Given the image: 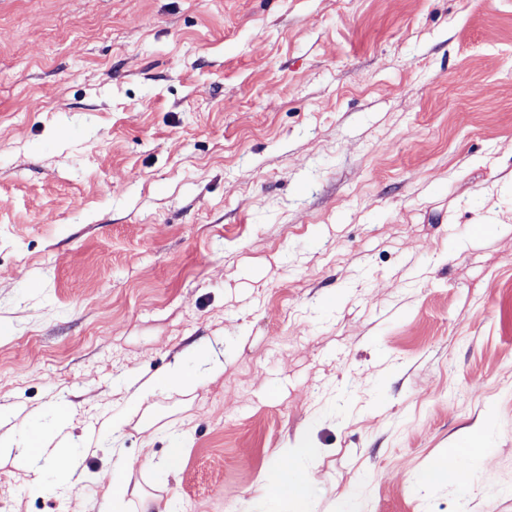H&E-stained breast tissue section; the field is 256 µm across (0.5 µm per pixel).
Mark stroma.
Wrapping results in <instances>:
<instances>
[{
    "label": "stroma",
    "instance_id": "obj_1",
    "mask_svg": "<svg viewBox=\"0 0 512 512\" xmlns=\"http://www.w3.org/2000/svg\"><path fill=\"white\" fill-rule=\"evenodd\" d=\"M32 432L84 476L11 454L0 512H100L115 449L123 512H300L252 496L307 435L316 512H512V0H0V438ZM461 448L448 449V454L441 457L435 464L423 469L420 474V481L424 484H435L441 475L448 476V480L455 481L454 474L459 470L461 456L458 450Z\"/></svg>",
    "mask_w": 512,
    "mask_h": 512
}]
</instances>
